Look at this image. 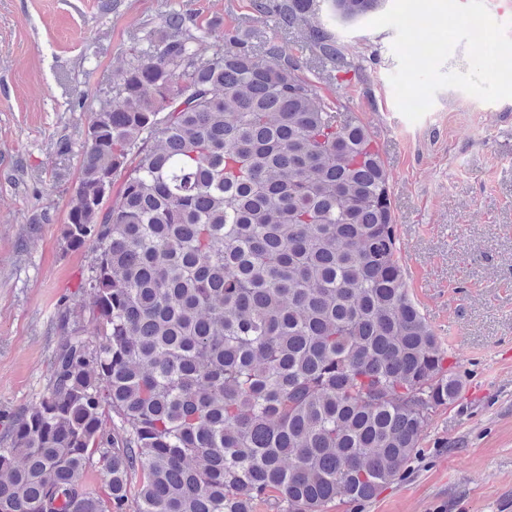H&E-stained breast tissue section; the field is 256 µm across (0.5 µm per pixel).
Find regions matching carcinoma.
I'll return each mask as SVG.
<instances>
[{
	"label": "carcinoma",
	"mask_w": 512,
	"mask_h": 512,
	"mask_svg": "<svg viewBox=\"0 0 512 512\" xmlns=\"http://www.w3.org/2000/svg\"><path fill=\"white\" fill-rule=\"evenodd\" d=\"M319 2L253 8L296 28ZM327 2L354 21L382 0ZM164 29L91 115L63 240L96 255L46 391L0 418V512L372 499L462 388L405 288L379 152L279 47L211 25L207 55L176 11ZM308 39L350 71L329 29Z\"/></svg>",
	"instance_id": "obj_1"
}]
</instances>
